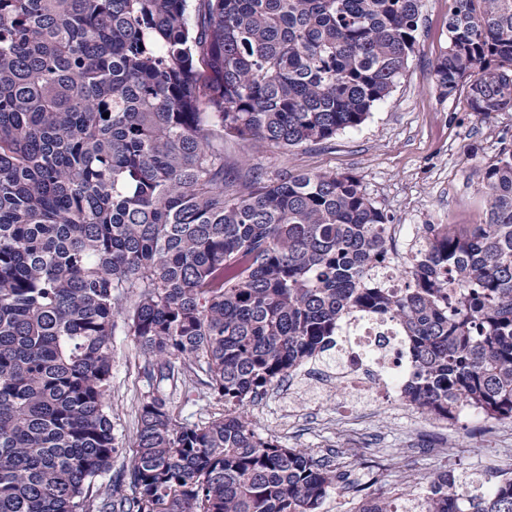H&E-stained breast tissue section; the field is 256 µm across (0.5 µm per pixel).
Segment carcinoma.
<instances>
[{
    "mask_svg": "<svg viewBox=\"0 0 512 512\" xmlns=\"http://www.w3.org/2000/svg\"><path fill=\"white\" fill-rule=\"evenodd\" d=\"M421 2L0 0V512H318L346 474L260 437L247 403L350 314L399 326L409 406L512 418L511 149L481 170L486 221L425 225L397 289L372 283L390 220L356 176L224 159L226 135L291 148L364 123ZM432 71L471 111H512V0H449ZM120 320L226 409L188 424L142 402L102 488ZM416 508L512 512V473L472 495L434 472Z\"/></svg>",
    "mask_w": 512,
    "mask_h": 512,
    "instance_id": "1",
    "label": "carcinoma"
}]
</instances>
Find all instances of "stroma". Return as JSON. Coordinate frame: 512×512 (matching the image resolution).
Masks as SVG:
<instances>
[{
	"label": "stroma",
	"instance_id": "obj_1",
	"mask_svg": "<svg viewBox=\"0 0 512 512\" xmlns=\"http://www.w3.org/2000/svg\"><path fill=\"white\" fill-rule=\"evenodd\" d=\"M448 0H422L415 50L391 94L359 127L331 141L288 151L257 150L225 140L229 160L246 162L266 176L326 171L355 175L363 192L391 220L390 248L409 251L428 224H477L485 219L478 178L503 148L512 147V111H470L466 90L441 95L431 70L447 45ZM320 363L268 388L247 406L254 431L287 448L321 456L339 451L361 496L336 489L321 512H355L360 498H390L397 506L418 498L423 477L434 471L466 479L472 493L512 470V419L461 414L448 422L429 419L406 404L380 399L344 409L343 390L324 384ZM112 424L119 452L113 470L134 455L138 408L158 396L169 399L179 421L201 423L223 414L224 402L195 376L175 372L167 380L150 374L125 325L112 336Z\"/></svg>",
	"mask_w": 512,
	"mask_h": 512
}]
</instances>
